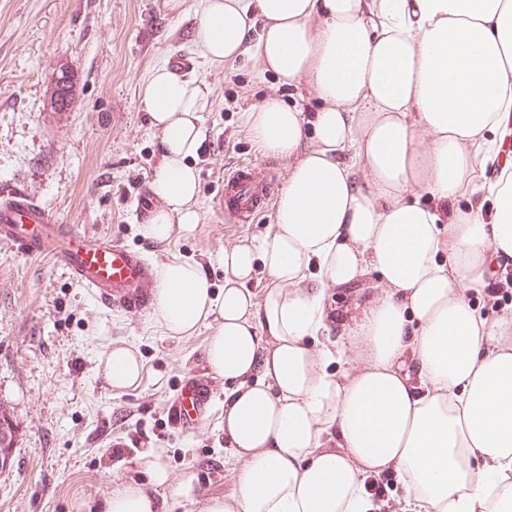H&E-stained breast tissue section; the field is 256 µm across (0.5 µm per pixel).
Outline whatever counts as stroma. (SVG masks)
Instances as JSON below:
<instances>
[{
	"label": "stroma",
	"instance_id": "stroma-1",
	"mask_svg": "<svg viewBox=\"0 0 512 512\" xmlns=\"http://www.w3.org/2000/svg\"><path fill=\"white\" fill-rule=\"evenodd\" d=\"M201 2L186 0L175 16L165 0H0V191L32 194L58 223L121 240L152 267L173 256L200 262L220 287L217 257L242 238L262 237L273 215L267 208L253 223L231 224L214 208L225 170L267 161L242 112L271 95L309 112L319 102L309 87L280 84L250 61L231 76L208 67L192 41ZM175 56L189 58L186 76L208 91L206 143L195 160L197 233L163 250L139 232L159 159L140 88ZM63 66L74 87L60 112L51 105V74ZM212 334L203 326L165 335L154 311L106 309L50 253L25 257L0 242V401L17 426L13 465L0 473V512H101L112 491L145 480L151 449L173 483L159 512H199L174 490L188 474L203 495L230 494L240 464L224 446V380L206 364ZM124 343L140 351L143 378L117 391L97 365L108 345ZM192 377L207 382L211 401L183 429L172 406ZM118 443L130 449L119 459Z\"/></svg>",
	"mask_w": 512,
	"mask_h": 512
}]
</instances>
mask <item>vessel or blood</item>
<instances>
[{
    "label": "vessel or blood",
    "mask_w": 512,
    "mask_h": 512,
    "mask_svg": "<svg viewBox=\"0 0 512 512\" xmlns=\"http://www.w3.org/2000/svg\"><path fill=\"white\" fill-rule=\"evenodd\" d=\"M279 173L275 167L237 165L224 175L215 206L233 224L252 223L272 199ZM0 240L18 252L35 256L51 250L55 263L83 284L93 298L110 308L146 311L153 304L156 278L152 266L137 252L112 239L56 223L37 199L23 191L0 197ZM173 415L182 426L195 425L209 401L197 384Z\"/></svg>",
    "instance_id": "1"
}]
</instances>
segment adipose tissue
I'll list each match as a JSON object with an SVG mask.
<instances>
[{
    "mask_svg": "<svg viewBox=\"0 0 512 512\" xmlns=\"http://www.w3.org/2000/svg\"><path fill=\"white\" fill-rule=\"evenodd\" d=\"M193 41L210 65L308 84L319 107L272 96L242 113L288 179L270 231L219 256L223 289L196 261L159 268L166 335L214 328L205 357L229 385L224 441L241 464L230 495L199 497L190 475L177 494L200 512H369L363 474L394 466L413 512H512V316L470 303L512 263V0H203ZM141 102L159 146L141 233L166 248L201 220L207 90L160 65ZM489 164L493 218L449 214ZM371 271L363 363L340 380L327 366L345 350L315 345L345 322L325 297ZM100 362L112 389L139 385L133 346ZM145 458L148 480L105 512H157L170 476Z\"/></svg>",
    "mask_w": 512,
    "mask_h": 512,
    "instance_id": "obj_1",
    "label": "adipose tissue"
}]
</instances>
